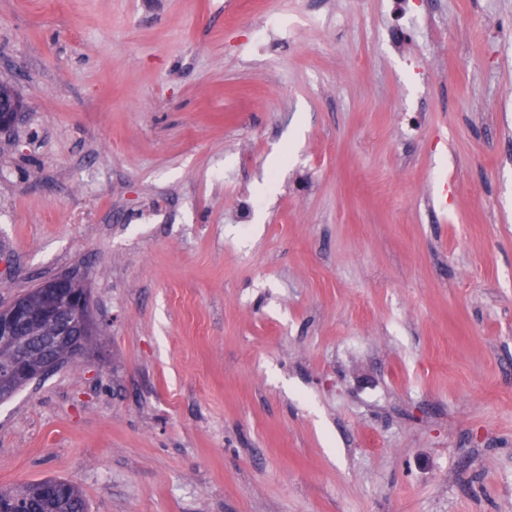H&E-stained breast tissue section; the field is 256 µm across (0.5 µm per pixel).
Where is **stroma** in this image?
I'll return each mask as SVG.
<instances>
[{"instance_id": "stroma-1", "label": "stroma", "mask_w": 512, "mask_h": 512, "mask_svg": "<svg viewBox=\"0 0 512 512\" xmlns=\"http://www.w3.org/2000/svg\"><path fill=\"white\" fill-rule=\"evenodd\" d=\"M0 401L87 512H512V0H0ZM22 108V101L13 90L0 92V131L8 129ZM48 288H71L66 298L69 315L60 318L56 311L37 312L29 307L27 300L36 304L42 293L43 287L40 283L24 293L23 296L27 300L16 299L6 305H0V349L2 352L7 351L11 341L17 337L18 329L36 317L48 319L52 325L54 324L55 339L64 344L65 348L58 357H50L42 364L17 366L7 372L0 369L1 388L10 386L17 377H23L29 382L44 377L63 357V353L74 356L82 354L97 332L98 326L92 315L89 292L76 276H55L50 279Z\"/></svg>"}]
</instances>
